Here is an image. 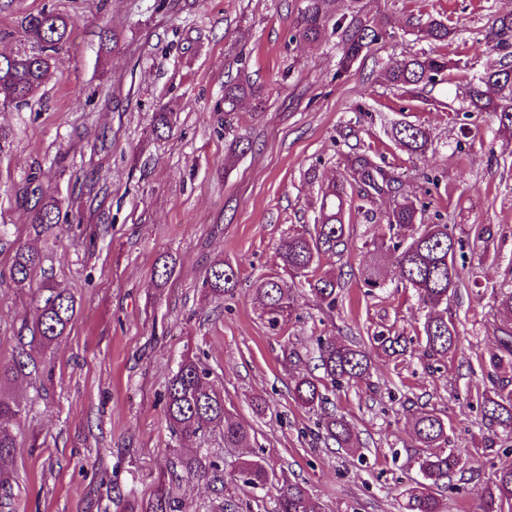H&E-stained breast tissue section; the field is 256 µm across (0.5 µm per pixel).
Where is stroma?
<instances>
[{
    "label": "stroma",
    "mask_w": 512,
    "mask_h": 512,
    "mask_svg": "<svg viewBox=\"0 0 512 512\" xmlns=\"http://www.w3.org/2000/svg\"><path fill=\"white\" fill-rule=\"evenodd\" d=\"M0 0V29L42 8L70 15L74 34L55 57L29 106H0L10 133L0 151V360L18 351L23 322L36 317L35 291L10 278L16 242L43 258L38 278L76 301L68 335L43 361L52 378H23L12 387L23 407L21 451L0 512H147L159 483L181 498L182 512H272L274 495L232 479L236 463L257 458L269 474L300 484L324 512H407L421 482L418 413L448 423L465 460L436 489L447 512H483L495 469L512 466V435L485 447L476 396L494 383L512 386V368L491 370L500 315L494 296L512 284V144L496 138L495 119L475 116L477 133L462 135L446 104L464 89L466 71L498 61L486 48L493 21L512 14V0H363V18L386 29L351 72L336 78L341 37L293 40L300 0ZM447 20L455 35L438 53L459 62L446 81L413 96L386 84L382 64L423 49L413 34L428 17ZM119 40L101 48L100 30ZM260 85L265 104L243 101L234 131L253 148L227 161V78ZM176 121L169 135L149 131L153 112ZM393 120L429 128L434 149L414 157L385 127ZM371 148L402 174L403 192L426 201L424 220L448 222L465 244L464 285L451 296L457 352L441 361L419 353L376 356L366 376L331 398L355 427L348 452L319 439L320 412L301 408L291 389L317 365L316 339L363 343L375 331L407 334L423 311L411 290L397 287L393 254H385L386 288L367 292V246L385 225L350 215L342 253L321 266L345 283L334 309L310 296L297 319L272 333L251 296L261 274L277 269V246L289 229L311 224L321 182L343 171L352 146ZM436 176V184L425 175ZM59 196L69 233L37 232L26 192ZM490 226L482 245L474 228ZM174 266L154 280L159 257ZM238 266L234 296H204L215 260ZM198 357L230 415L249 428L242 447L221 434L207 446L224 459L223 495L204 481L173 478L177 445L161 396L184 357ZM39 447H31V438Z\"/></svg>",
    "instance_id": "35a3bbf8"
}]
</instances>
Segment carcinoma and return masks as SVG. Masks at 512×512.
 Returning a JSON list of instances; mask_svg holds the SVG:
<instances>
[{
    "label": "carcinoma",
    "instance_id": "1",
    "mask_svg": "<svg viewBox=\"0 0 512 512\" xmlns=\"http://www.w3.org/2000/svg\"><path fill=\"white\" fill-rule=\"evenodd\" d=\"M22 35L16 40L15 51L0 54V100L11 99L13 105L28 104L43 85L55 60V54L67 44L74 27L70 16L54 9L42 8L24 15L19 23ZM341 32L342 51L336 74L351 71L370 46L381 39V30L366 24L362 18L361 0H302L293 21L295 35L308 43L318 42L327 27ZM454 31L440 19L431 18L418 29L420 41L445 43ZM512 37V15L497 20L488 39L496 46H508ZM448 59L434 51L407 55L382 71L383 80L406 93L419 94L427 86L444 80ZM249 98L260 105L261 88L250 83H224V128H232L231 116L238 103ZM463 107L453 111V120L464 127L475 113L495 117L496 133L512 137V61L500 60L492 68L476 72L468 79L462 97ZM391 139L397 148L410 155L423 156L432 149L429 130L419 124L400 121L392 125ZM392 200L382 215L388 227V243L396 252L399 283L412 290L418 303L427 308L421 328L415 336L402 332L386 335L378 332L371 337L370 346L347 344L328 336L318 339L319 369L322 375H304L295 381V399L301 406L325 411L322 437L340 448L356 446L357 436L351 423L342 415L326 411L329 393L343 383L359 379L368 371L371 354L383 353L400 357L411 344L422 347L429 358L452 356L457 348V329L448 319V298L463 285L457 254L462 240L456 237L455 225L427 224L424 213L428 203L402 193L400 176L386 168L385 161L370 149H358L346 154L344 174L321 186L320 207L312 227L288 232L277 248L281 271L262 275L255 280L254 300L261 316L272 331L295 317L299 297L309 293L315 301L329 309L344 288L341 275L322 270L320 257L336 254L344 244L350 227V207L360 201L357 209L376 218L369 205L381 198ZM62 202L42 194L31 206V222L40 231H67L69 225L60 222ZM384 243L367 251L364 286L372 292L386 287V273L381 263ZM42 263L41 254L26 245L16 248L10 268L12 282L25 286L32 282ZM240 278L239 269L222 260L215 262L203 280L208 296L222 300L234 294ZM497 310L502 318L498 328L497 350L489 354L492 368L504 361L512 364V287L496 297ZM76 315L73 298L55 285L44 281L37 298V318L24 327L29 334L27 348L18 351L10 360L0 361V486L9 483L14 473L19 447L16 429L22 408L10 395L8 387L16 380L42 372L41 362L33 356L35 349L47 350L66 335ZM209 369L198 358L181 360L162 395L166 421L173 436L180 442L205 441L216 429L223 431L224 447H238L247 437V428L227 416L224 398L209 382ZM482 421L492 433L512 434V388L501 384L491 395L481 397ZM413 428L421 447L419 470L424 480L434 486H445L448 475L459 465L465 449H445L448 445V423L435 412L420 413ZM185 477L205 480L216 493L224 490V468L207 449L179 459ZM235 477L252 489L273 486L272 478L260 461L243 460ZM274 512H322L304 488L288 483L277 488ZM150 512H182L180 502L170 490L161 486L149 506ZM408 512H444L442 500L422 487L410 492ZM485 512H512V467L494 472L486 490Z\"/></svg>",
    "mask_w": 512,
    "mask_h": 512
}]
</instances>
